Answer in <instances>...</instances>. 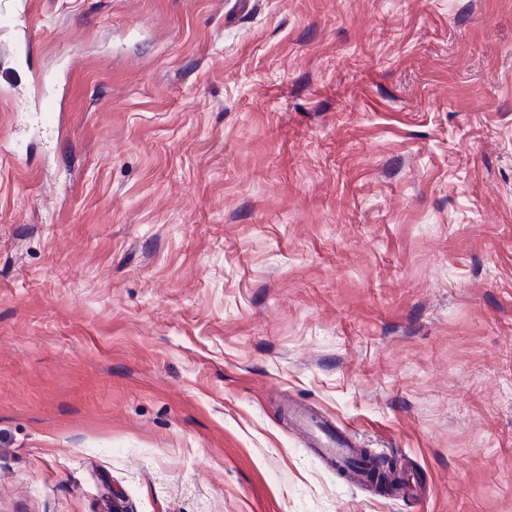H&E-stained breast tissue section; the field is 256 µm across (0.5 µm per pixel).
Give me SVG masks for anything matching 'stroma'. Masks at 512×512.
I'll return each mask as SVG.
<instances>
[{
	"instance_id": "obj_1",
	"label": "stroma",
	"mask_w": 512,
	"mask_h": 512,
	"mask_svg": "<svg viewBox=\"0 0 512 512\" xmlns=\"http://www.w3.org/2000/svg\"><path fill=\"white\" fill-rule=\"evenodd\" d=\"M16 5L0 512H512V0ZM295 425L313 438L318 452L333 462L337 470H350L354 481L371 484L365 469L358 464L360 460L356 459V450L352 448L355 438L351 434H336L318 418L302 412L295 414Z\"/></svg>"
}]
</instances>
